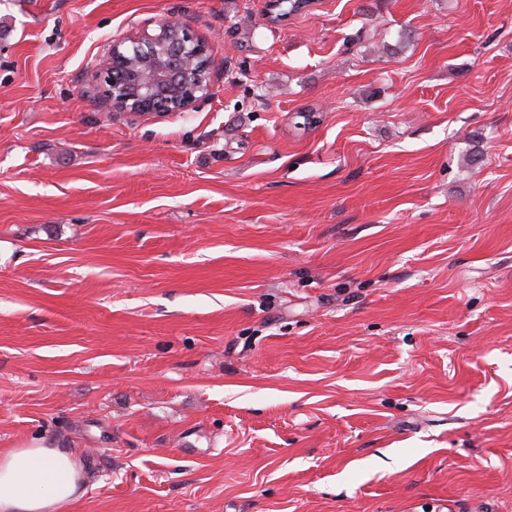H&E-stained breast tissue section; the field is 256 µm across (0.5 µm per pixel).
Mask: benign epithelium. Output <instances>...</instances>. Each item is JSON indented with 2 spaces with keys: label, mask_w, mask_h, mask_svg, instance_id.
Masks as SVG:
<instances>
[{
  "label": "benign epithelium",
  "mask_w": 512,
  "mask_h": 512,
  "mask_svg": "<svg viewBox=\"0 0 512 512\" xmlns=\"http://www.w3.org/2000/svg\"><path fill=\"white\" fill-rule=\"evenodd\" d=\"M132 47L115 42L103 56L107 96L114 112L137 115L187 112L209 97L207 47L176 18L158 22L153 33L129 36Z\"/></svg>",
  "instance_id": "1"
}]
</instances>
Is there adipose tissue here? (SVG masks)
Masks as SVG:
<instances>
[{
	"instance_id": "1",
	"label": "adipose tissue",
	"mask_w": 512,
	"mask_h": 512,
	"mask_svg": "<svg viewBox=\"0 0 512 512\" xmlns=\"http://www.w3.org/2000/svg\"><path fill=\"white\" fill-rule=\"evenodd\" d=\"M83 479L69 449L35 445L0 451V512H62Z\"/></svg>"
}]
</instances>
